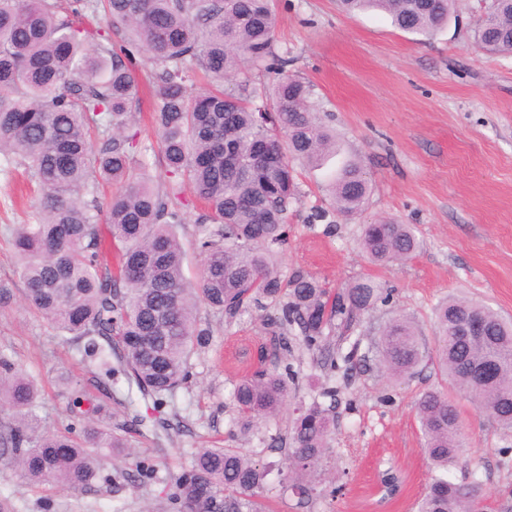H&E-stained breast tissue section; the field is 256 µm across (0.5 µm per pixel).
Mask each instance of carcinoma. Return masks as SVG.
Segmentation results:
<instances>
[{
	"mask_svg": "<svg viewBox=\"0 0 512 512\" xmlns=\"http://www.w3.org/2000/svg\"><path fill=\"white\" fill-rule=\"evenodd\" d=\"M339 2L349 13L383 12L399 29L429 36L448 22L453 0ZM89 15L102 16L104 25L86 27ZM276 25L272 0H0V164L22 170L36 188L27 222L12 234L26 303L96 364L100 390L122 377L159 406L187 382L193 355L212 341L201 308L229 322L262 311L270 348L257 371L233 382L242 432L280 415L293 379L290 335L333 371L331 332L350 330L362 312L389 300L369 281L330 291L303 273L281 278L273 247L285 242L288 211L298 201L294 162L321 167L338 147L319 119L314 85L288 74V58L273 51ZM114 32L122 44L112 42ZM475 39L485 51L512 54V0H491ZM247 62L276 74L266 112L249 106L248 80L224 89V79ZM141 67L156 86V144L140 149L130 128ZM197 69L216 87L194 88ZM154 148L163 169L156 182L144 161ZM186 188L205 207L195 221L205 251L196 283L182 272ZM330 190L336 212L352 219L371 182L360 161L348 159ZM419 245L412 225L391 221L363 225L359 239L378 265L408 260ZM472 319L484 325L476 339L461 335ZM433 335L450 386L512 433V320L450 297L436 308ZM374 348L395 381L428 358L418 326L400 314L380 328ZM38 397L34 379L0 355V411L9 414L0 427V467L33 485L81 493L100 478L98 449L123 448L124 439L102 425L99 402L84 394L73 399L87 418L83 439L48 431L35 413ZM415 409L434 472L417 512H473L478 482L448 479L466 444L462 411L445 386L422 392ZM334 428L330 409L317 401L292 422L288 481L301 504L326 481ZM267 476V464L250 449L200 448L171 499L181 512H262L255 497ZM404 482L392 466L381 471L378 503Z\"/></svg>",
	"mask_w": 512,
	"mask_h": 512,
	"instance_id": "obj_1",
	"label": "carcinoma"
}]
</instances>
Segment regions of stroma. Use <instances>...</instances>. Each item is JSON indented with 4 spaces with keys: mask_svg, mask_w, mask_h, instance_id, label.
I'll return each instance as SVG.
<instances>
[{
    "mask_svg": "<svg viewBox=\"0 0 512 512\" xmlns=\"http://www.w3.org/2000/svg\"><path fill=\"white\" fill-rule=\"evenodd\" d=\"M274 47L287 54L291 74L313 83L321 121L334 130L344 158L362 160L372 184L364 211L337 218L334 233L311 224L313 208L331 209L328 186L335 161L322 168L297 165L299 200L288 214V238L279 248L283 276L302 272L337 290L369 279L390 290L388 302L363 312L341 345L356 351L358 365L338 382L326 466L337 496L298 502L280 485L283 451L268 450L259 433L234 425L232 382L259 367L270 337L259 313L225 324L201 310L214 336L192 359L187 384L161 407L126 381L97 392L95 368L83 362L23 298L0 310V353L23 365L40 387L36 412L50 430L80 435L84 422L69 410L70 394L57 381L67 372L80 389L97 393L112 424L137 420L124 453L100 452L103 481L82 493L53 484L31 486L0 468V512H177L174 480L199 448H250L269 465L270 512H416L431 472L414 404L440 383L434 367L397 384L383 379L373 340L397 314L413 318L432 335L433 312L451 295H465L512 318V55L480 49L473 30L487 0H457L445 29L425 37L396 29L378 12L350 15L336 0H274ZM16 183L0 172V279L15 278L10 240L19 223L11 202ZM387 219L413 225L421 241L408 261L371 264L358 247L363 225ZM288 364L295 374L284 409L270 433L288 435L295 408L319 398L325 380L314 355L294 341ZM467 420V444L448 477L479 481L495 512H512V435L502 434L454 393ZM156 465V477L140 480V461ZM407 478L396 501L379 506L371 493L377 463Z\"/></svg>",
    "mask_w": 512,
    "mask_h": 512,
    "instance_id": "obj_1",
    "label": "stroma"
}]
</instances>
